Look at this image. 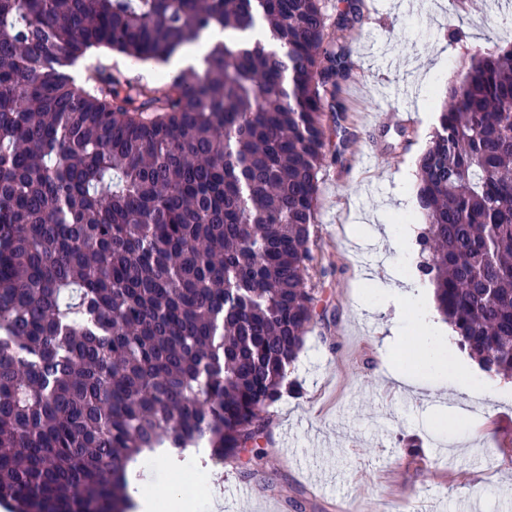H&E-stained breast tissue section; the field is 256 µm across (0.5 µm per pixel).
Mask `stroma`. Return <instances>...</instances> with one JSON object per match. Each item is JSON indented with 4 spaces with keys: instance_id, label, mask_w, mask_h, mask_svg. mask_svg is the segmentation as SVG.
I'll return each mask as SVG.
<instances>
[{
    "instance_id": "1",
    "label": "stroma",
    "mask_w": 512,
    "mask_h": 512,
    "mask_svg": "<svg viewBox=\"0 0 512 512\" xmlns=\"http://www.w3.org/2000/svg\"><path fill=\"white\" fill-rule=\"evenodd\" d=\"M341 84L351 137L327 130L306 273L314 320L267 408L257 447L233 461L153 473L220 487L223 512H512V379L489 392L448 389L426 371L403 382L401 354L425 337L390 327L400 255L384 225L408 211L409 176L426 148L439 88L475 51L512 45V10L497 0H368ZM414 90L400 99V87ZM254 479H245V472Z\"/></svg>"
}]
</instances>
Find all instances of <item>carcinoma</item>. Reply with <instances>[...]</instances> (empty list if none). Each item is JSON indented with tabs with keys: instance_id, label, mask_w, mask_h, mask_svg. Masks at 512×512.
Segmentation results:
<instances>
[{
	"instance_id": "carcinoma-1",
	"label": "carcinoma",
	"mask_w": 512,
	"mask_h": 512,
	"mask_svg": "<svg viewBox=\"0 0 512 512\" xmlns=\"http://www.w3.org/2000/svg\"><path fill=\"white\" fill-rule=\"evenodd\" d=\"M0 0V502L128 512L129 475L256 441L313 321L305 275L325 117L363 0ZM149 86L104 66L168 63ZM418 159L419 267L460 345L512 377V48L445 91ZM224 42V31L220 29H212L193 43L185 46L178 54L171 58L165 66L166 69L180 68L186 66H201L203 57L217 43Z\"/></svg>"
}]
</instances>
